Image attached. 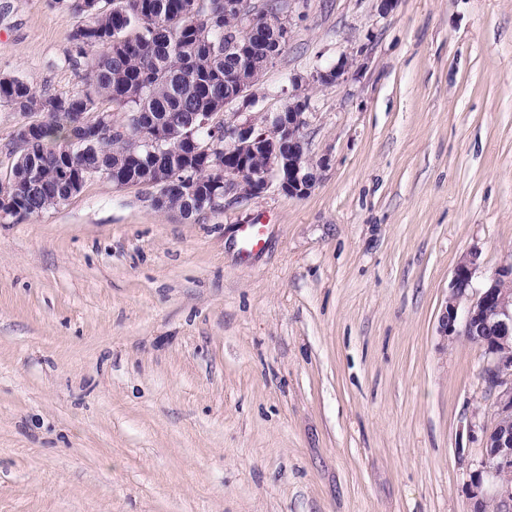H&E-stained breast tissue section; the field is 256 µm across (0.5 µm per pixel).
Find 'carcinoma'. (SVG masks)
Listing matches in <instances>:
<instances>
[{"mask_svg": "<svg viewBox=\"0 0 512 512\" xmlns=\"http://www.w3.org/2000/svg\"><path fill=\"white\" fill-rule=\"evenodd\" d=\"M286 6L264 0L265 21L244 36L241 0H71L87 86L41 95L17 77H0V100L25 116L43 115L13 136L21 145L9 177L17 193L0 204L3 219H30L80 190L65 177L68 161L87 176L156 188L150 201L159 211L184 219L214 211L224 130L210 121L237 99L240 73L256 82L283 52L289 32L276 20ZM101 100L112 113L86 121ZM144 131L155 133L154 144L137 142Z\"/></svg>", "mask_w": 512, "mask_h": 512, "instance_id": "obj_1", "label": "carcinoma"}]
</instances>
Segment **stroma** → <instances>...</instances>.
<instances>
[{
    "label": "stroma",
    "instance_id": "obj_1",
    "mask_svg": "<svg viewBox=\"0 0 512 512\" xmlns=\"http://www.w3.org/2000/svg\"><path fill=\"white\" fill-rule=\"evenodd\" d=\"M254 87L315 88L312 192L185 220L104 178L0 222V512H467L492 425L453 269L512 263V0H295ZM65 0H0V76L73 92ZM261 224V247L241 228Z\"/></svg>",
    "mask_w": 512,
    "mask_h": 512
}]
</instances>
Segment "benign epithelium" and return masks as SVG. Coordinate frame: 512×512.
Here are the masks:
<instances>
[{
	"label": "benign epithelium",
	"instance_id": "1",
	"mask_svg": "<svg viewBox=\"0 0 512 512\" xmlns=\"http://www.w3.org/2000/svg\"><path fill=\"white\" fill-rule=\"evenodd\" d=\"M359 73L357 57L346 54L329 68L317 67L306 75L288 77L292 90L288 111L265 113L266 126L256 124L255 113L244 107L224 121V170L219 172L222 192L253 199L276 189L292 197H304L315 187L318 170L327 159L311 162L304 128L309 123L311 96L316 86L344 82ZM275 128L278 142H268L266 127ZM264 153L266 165L251 168V157ZM480 252L473 247L455 265L450 292L438 319L439 335L446 339L476 336L484 351L482 377L496 393L498 418L488 427L470 425L471 437L482 450L477 469L466 487L468 512H485L493 501L498 512H512V263L498 268L479 289L473 275Z\"/></svg>",
	"mask_w": 512,
	"mask_h": 512
}]
</instances>
